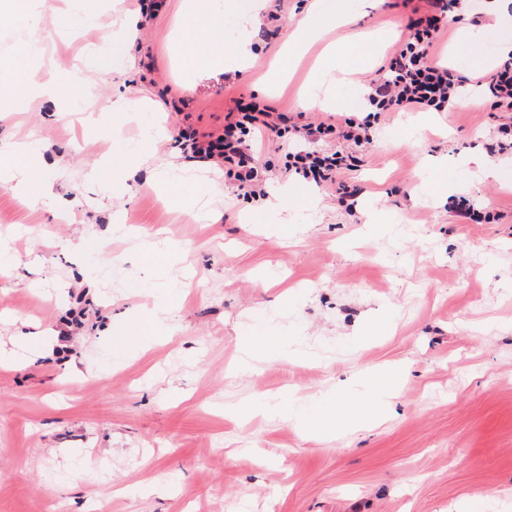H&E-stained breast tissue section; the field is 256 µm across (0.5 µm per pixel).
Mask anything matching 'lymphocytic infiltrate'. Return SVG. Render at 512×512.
Returning a JSON list of instances; mask_svg holds the SVG:
<instances>
[{
  "mask_svg": "<svg viewBox=\"0 0 512 512\" xmlns=\"http://www.w3.org/2000/svg\"><path fill=\"white\" fill-rule=\"evenodd\" d=\"M423 13L409 17L407 40L371 80L367 101L373 111L407 109L445 111L468 84L454 69L434 63L433 53L448 16L464 15L468 0H424ZM487 94L494 110L501 112L498 126L502 141L488 144L491 153L506 150L505 136H512V56L498 65L487 81ZM372 120L352 116L338 124H300L283 112H275L257 101L236 100L234 111L224 118L223 134H181L180 144L193 156L223 164L233 174L239 190L254 201L266 200L267 178L250 140L256 136L279 140L286 150L288 170L320 187H335L337 200L348 205L354 192L336 179L348 168V157L340 151H318L314 142L333 135L337 140L362 147L370 143Z\"/></svg>",
  "mask_w": 512,
  "mask_h": 512,
  "instance_id": "f902f5d3",
  "label": "lymphocytic infiltrate"
}]
</instances>
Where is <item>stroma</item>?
I'll list each match as a JSON object with an SVG mask.
<instances>
[{
    "label": "stroma",
    "mask_w": 512,
    "mask_h": 512,
    "mask_svg": "<svg viewBox=\"0 0 512 512\" xmlns=\"http://www.w3.org/2000/svg\"><path fill=\"white\" fill-rule=\"evenodd\" d=\"M141 0L133 48L121 21L128 0H86L99 24L69 29L45 15L47 54L88 78L69 119L52 103L0 112V149L26 141L41 152L28 175L52 180L54 199L29 205L0 186V512H512V153L488 154L498 120L479 81L497 42L488 0L480 39L460 44L447 25L436 50L474 82L465 109L389 112L360 165L339 180L363 190L355 210L331 188L285 171L278 142L261 148L271 167V209L239 195L214 163L175 144L180 127L220 134L236 97L256 98L299 123L362 116L358 89L405 41L402 0H326L351 23L339 43L381 29L382 47L353 63L355 90L342 108L300 103L322 42L286 71L265 75L311 0H281L280 32L266 41L238 20L252 0ZM193 29L205 54L252 42L247 68L186 75L176 40ZM148 107L142 124L121 112L83 115L86 96ZM176 165L207 177L204 208L169 206L149 181ZM493 175H486L485 167ZM443 171L448 196L429 198ZM487 212L464 224L452 201ZM160 235L179 255L145 265L140 238ZM99 243L91 250L89 241ZM171 284L161 340L140 337L158 277ZM286 337L288 351L244 360L249 336ZM392 373L391 408L358 399L361 371ZM335 401L357 402L361 422L305 430L254 410L259 401L310 400L309 419Z\"/></svg>",
    "instance_id": "35a3bbf8"
}]
</instances>
